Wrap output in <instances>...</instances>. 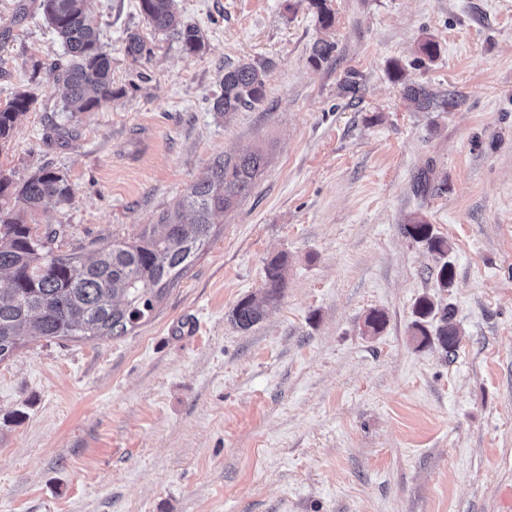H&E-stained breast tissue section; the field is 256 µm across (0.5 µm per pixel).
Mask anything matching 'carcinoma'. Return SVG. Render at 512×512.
I'll list each match as a JSON object with an SVG mask.
<instances>
[{
  "label": "carcinoma",
  "instance_id": "1",
  "mask_svg": "<svg viewBox=\"0 0 512 512\" xmlns=\"http://www.w3.org/2000/svg\"><path fill=\"white\" fill-rule=\"evenodd\" d=\"M310 4L321 27H332L335 15L326 0H310ZM39 8L66 49V61L50 67L54 81L65 89V107L89 112L112 101L117 96L112 90V60L87 13L86 0H40ZM140 11L155 30L177 35L187 55L195 56L203 49L199 31L182 24L175 0H140ZM124 50L136 59L146 52V45L140 35L131 33ZM334 51V43L316 42L313 63L329 60ZM265 77V67L251 62L224 66L213 111L228 114L261 103ZM404 92L425 112H446L458 106L453 94L437 96L421 84L407 83ZM34 103L35 98L24 92L0 107L1 140ZM267 164L261 148L215 159L210 175L190 187L177 209L162 212L151 229L133 240L102 246L89 258L55 254L56 233L34 236L22 219L21 212L47 200L66 203L72 199V189L59 173L44 168L13 193L11 179L0 170V362L29 341L122 336L150 318L207 244L212 217L231 210L247 196ZM400 229L432 253L443 257L450 250L448 240L435 234L432 225L419 216L410 217ZM286 265L284 254L267 262L266 291L242 299L233 309L232 319L239 328L248 330L259 323L268 307L278 301ZM432 275L437 287L447 291L454 286L451 263L436 266ZM416 313L410 336L417 346H436L447 356L457 351L461 330L451 307H440L425 296ZM385 324V314L375 310L364 321L372 335L380 333Z\"/></svg>",
  "mask_w": 512,
  "mask_h": 512
}]
</instances>
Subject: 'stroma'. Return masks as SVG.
Returning <instances> with one entry per match:
<instances>
[{"mask_svg":"<svg viewBox=\"0 0 512 512\" xmlns=\"http://www.w3.org/2000/svg\"><path fill=\"white\" fill-rule=\"evenodd\" d=\"M38 4L0 0V107L36 99L0 170L68 181L70 202L24 215L56 251L131 240L218 157L270 162L150 319L0 362V512H512V0H330L327 30L309 0H177L204 38L192 57L139 0H88L121 91L89 112L64 109ZM427 37L440 53L421 63ZM242 60L266 66L263 102L212 111ZM395 63L459 107L418 111ZM413 214L451 246L450 292L400 230ZM279 253L278 302L241 330L232 311ZM425 295L455 311L452 357L409 336Z\"/></svg>","mask_w":512,"mask_h":512,"instance_id":"1","label":"stroma"}]
</instances>
